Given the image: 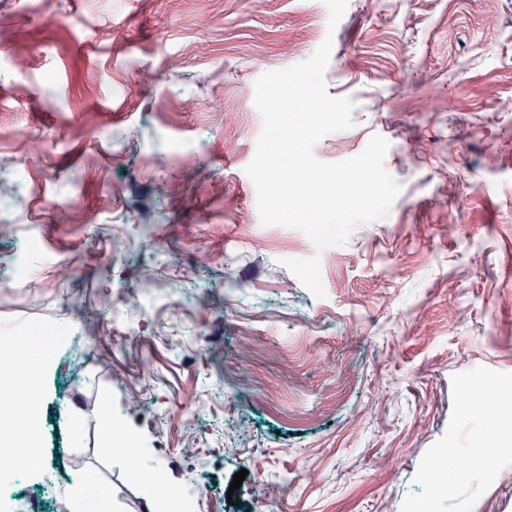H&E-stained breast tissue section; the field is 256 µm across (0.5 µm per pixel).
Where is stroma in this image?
Here are the masks:
<instances>
[{"label": "stroma", "mask_w": 512, "mask_h": 512, "mask_svg": "<svg viewBox=\"0 0 512 512\" xmlns=\"http://www.w3.org/2000/svg\"><path fill=\"white\" fill-rule=\"evenodd\" d=\"M328 22L324 0H0V334L70 333L28 368L25 512H81L93 479L104 512H145L106 407L167 485L206 484L197 512H400L452 375L512 373V0H349ZM328 36L354 125L314 155L381 135L401 191L319 252L261 223L244 169L256 79ZM314 256L321 298L284 265ZM22 332L25 334L24 336H28V341L37 343H48L54 340H62L66 337L62 327L42 321L28 324Z\"/></svg>", "instance_id": "obj_1"}]
</instances>
